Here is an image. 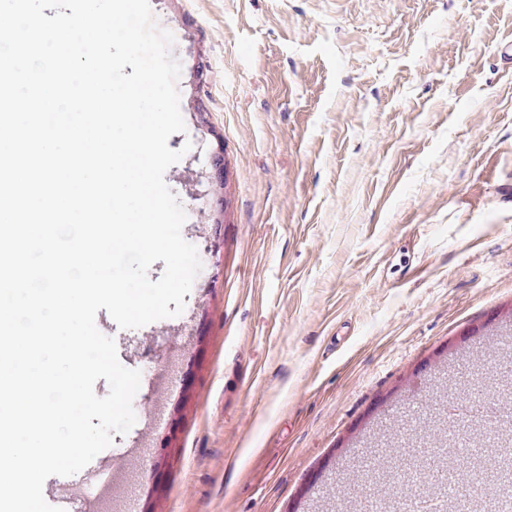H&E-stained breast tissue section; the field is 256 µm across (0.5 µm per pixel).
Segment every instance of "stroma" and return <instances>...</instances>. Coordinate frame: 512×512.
Instances as JSON below:
<instances>
[{
	"mask_svg": "<svg viewBox=\"0 0 512 512\" xmlns=\"http://www.w3.org/2000/svg\"><path fill=\"white\" fill-rule=\"evenodd\" d=\"M202 269L119 329L112 512H340L376 430L512 325V0H150ZM152 455H131L132 438Z\"/></svg>",
	"mask_w": 512,
	"mask_h": 512,
	"instance_id": "obj_1",
	"label": "stroma"
}]
</instances>
